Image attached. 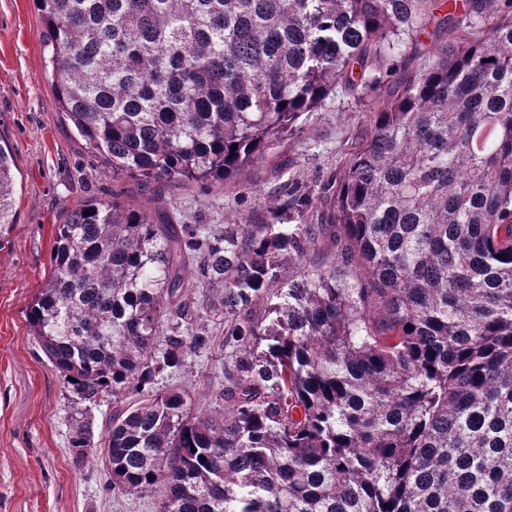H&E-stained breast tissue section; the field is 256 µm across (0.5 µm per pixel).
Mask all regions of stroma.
Here are the masks:
<instances>
[{
    "mask_svg": "<svg viewBox=\"0 0 512 512\" xmlns=\"http://www.w3.org/2000/svg\"><path fill=\"white\" fill-rule=\"evenodd\" d=\"M33 0H0V136L10 145L17 177L16 221L0 227V512H159L162 490L123 495L107 484L101 456L72 461L77 415L101 437L113 411L132 406L127 392L111 402H75L31 336L27 308L50 276L57 227L87 200L120 196L133 204L162 198L181 224L224 225L236 214L266 216L265 197L279 185L307 189L338 174L359 139L365 114L345 95L305 113L300 130L234 179L159 183L113 180L61 118L52 94ZM193 327L212 336L211 349L188 356L161 382L188 390L193 411L216 409L224 385V317L203 312Z\"/></svg>",
    "mask_w": 512,
    "mask_h": 512,
    "instance_id": "obj_1",
    "label": "stroma"
}]
</instances>
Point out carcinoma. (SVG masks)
<instances>
[{"instance_id":"obj_1","label":"carcinoma","mask_w":512,"mask_h":512,"mask_svg":"<svg viewBox=\"0 0 512 512\" xmlns=\"http://www.w3.org/2000/svg\"><path fill=\"white\" fill-rule=\"evenodd\" d=\"M34 3L64 120L147 185L238 175L336 90L364 105L403 36L441 43L336 180L266 198L260 224L114 198L58 225L27 322L78 399L138 395L102 434L112 490L159 485L161 512H512V0ZM12 166L0 145V225ZM192 259L229 350L212 413L158 386L211 345L182 331ZM91 439L73 426L77 461Z\"/></svg>"}]
</instances>
